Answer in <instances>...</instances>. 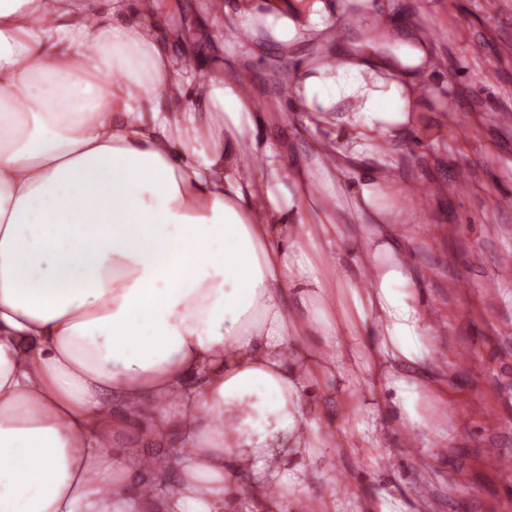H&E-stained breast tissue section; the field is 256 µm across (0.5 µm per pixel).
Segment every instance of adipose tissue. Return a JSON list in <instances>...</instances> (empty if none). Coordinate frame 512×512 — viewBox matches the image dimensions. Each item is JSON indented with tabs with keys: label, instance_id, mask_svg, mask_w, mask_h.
I'll return each mask as SVG.
<instances>
[{
	"label": "adipose tissue",
	"instance_id": "1",
	"mask_svg": "<svg viewBox=\"0 0 512 512\" xmlns=\"http://www.w3.org/2000/svg\"><path fill=\"white\" fill-rule=\"evenodd\" d=\"M110 2L0 0V512H232L256 483L252 512H288L330 372L380 380L402 433L440 421L432 318L376 211L394 182L334 189L413 126L418 87L291 70L308 126L350 110L282 199L275 101L221 69L191 82L156 10ZM266 20L283 43L331 25L323 0Z\"/></svg>",
	"mask_w": 512,
	"mask_h": 512
}]
</instances>
